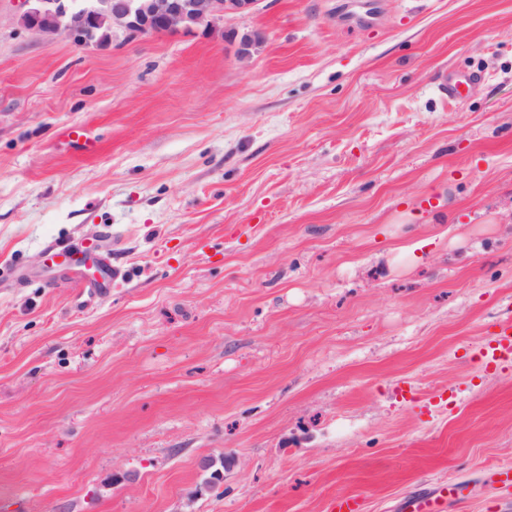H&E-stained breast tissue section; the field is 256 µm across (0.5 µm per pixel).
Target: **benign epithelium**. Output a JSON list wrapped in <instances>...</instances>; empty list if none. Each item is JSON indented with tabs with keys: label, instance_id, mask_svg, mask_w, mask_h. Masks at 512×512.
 I'll return each instance as SVG.
<instances>
[{
	"label": "benign epithelium",
	"instance_id": "1",
	"mask_svg": "<svg viewBox=\"0 0 512 512\" xmlns=\"http://www.w3.org/2000/svg\"><path fill=\"white\" fill-rule=\"evenodd\" d=\"M260 0H21L23 27L39 38L78 47L105 46L121 32L129 38L165 36L249 14Z\"/></svg>",
	"mask_w": 512,
	"mask_h": 512
}]
</instances>
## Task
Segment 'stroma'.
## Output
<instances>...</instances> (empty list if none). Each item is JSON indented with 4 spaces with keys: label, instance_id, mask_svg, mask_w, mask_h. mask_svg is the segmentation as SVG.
I'll return each mask as SVG.
<instances>
[{
    "label": "stroma",
    "instance_id": "obj_1",
    "mask_svg": "<svg viewBox=\"0 0 512 512\" xmlns=\"http://www.w3.org/2000/svg\"><path fill=\"white\" fill-rule=\"evenodd\" d=\"M19 16L0 512H397L448 479L446 512H512V363L478 360L512 309V0H261L105 48ZM55 240L101 244L107 296L53 284Z\"/></svg>",
    "mask_w": 512,
    "mask_h": 512
}]
</instances>
